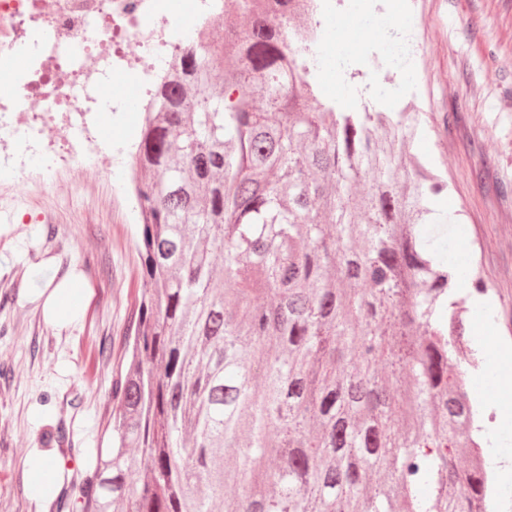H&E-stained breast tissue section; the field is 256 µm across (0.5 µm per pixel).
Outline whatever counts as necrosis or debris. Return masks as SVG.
Here are the masks:
<instances>
[{
	"mask_svg": "<svg viewBox=\"0 0 512 512\" xmlns=\"http://www.w3.org/2000/svg\"><path fill=\"white\" fill-rule=\"evenodd\" d=\"M184 33L168 0H53L48 10L41 0H0V65L27 44L52 63L48 69L29 65L18 76L12 95L0 99V129L13 113L27 112L29 132L41 136L45 116L60 115L83 137L98 104L79 98V91L114 73L147 88L156 67H170L184 47Z\"/></svg>",
	"mask_w": 512,
	"mask_h": 512,
	"instance_id": "obj_1",
	"label": "necrosis or debris"
}]
</instances>
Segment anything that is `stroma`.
<instances>
[{
	"instance_id": "1",
	"label": "stroma",
	"mask_w": 512,
	"mask_h": 512,
	"mask_svg": "<svg viewBox=\"0 0 512 512\" xmlns=\"http://www.w3.org/2000/svg\"><path fill=\"white\" fill-rule=\"evenodd\" d=\"M412 30L395 27L393 9L367 12L349 0L340 23L351 35L328 34L323 98L352 97L361 85L384 103L400 71L414 75L425 138L410 151L448 181L458 224H430L438 251L479 267L494 296L493 313L473 312L470 328L490 323L512 340V0H413ZM360 60L353 75L343 61ZM125 111L94 115V166L55 173L46 189L18 179L0 184V512H80L91 448L111 447L112 381L124 355L134 307L148 290L137 248L139 221L123 179L139 139L136 96L113 76L97 98ZM71 273L94 292L67 322L51 321L34 269ZM43 450L63 468L58 495L24 492L26 461Z\"/></svg>"
}]
</instances>
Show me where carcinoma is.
Wrapping results in <instances>:
<instances>
[{"mask_svg": "<svg viewBox=\"0 0 512 512\" xmlns=\"http://www.w3.org/2000/svg\"><path fill=\"white\" fill-rule=\"evenodd\" d=\"M258 10H225L229 41L187 47L142 120L151 288L81 512H488L485 467L454 455L480 450L446 301L464 273L426 257L448 183L408 168L412 114L315 93L316 55L274 22L308 28L301 0Z\"/></svg>", "mask_w": 512, "mask_h": 512, "instance_id": "1", "label": "carcinoma"}]
</instances>
